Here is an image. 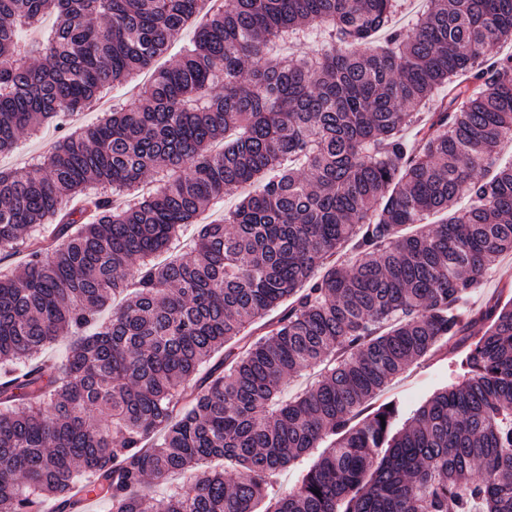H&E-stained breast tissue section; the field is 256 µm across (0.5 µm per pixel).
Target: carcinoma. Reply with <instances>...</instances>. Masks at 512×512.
Wrapping results in <instances>:
<instances>
[{
	"label": "carcinoma",
	"mask_w": 512,
	"mask_h": 512,
	"mask_svg": "<svg viewBox=\"0 0 512 512\" xmlns=\"http://www.w3.org/2000/svg\"><path fill=\"white\" fill-rule=\"evenodd\" d=\"M204 2L0 0V154L133 81ZM427 2L391 29L403 0H224L138 104L0 171V249L23 257L0 273L5 512L83 497L111 512H512V299L466 309L512 252V165L496 166L512 55L494 52L512 0ZM51 14L41 41L21 40ZM313 35L317 56L273 50ZM150 174L164 188L133 205L103 193ZM251 185L193 252L151 262ZM44 224L52 237L29 234ZM345 245L353 260L327 265ZM458 336L460 384L408 417L393 400L360 418ZM63 338L61 360L27 364ZM313 453L297 490L270 496Z\"/></svg>",
	"instance_id": "obj_1"
}]
</instances>
